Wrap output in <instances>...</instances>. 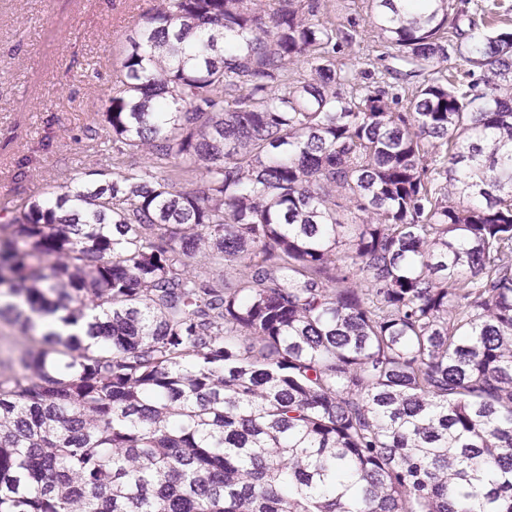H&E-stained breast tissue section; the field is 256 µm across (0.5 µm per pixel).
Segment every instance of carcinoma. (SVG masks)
<instances>
[{"label":"carcinoma","mask_w":512,"mask_h":512,"mask_svg":"<svg viewBox=\"0 0 512 512\" xmlns=\"http://www.w3.org/2000/svg\"><path fill=\"white\" fill-rule=\"evenodd\" d=\"M364 4L379 75L327 0L126 37L112 179L0 224V285L101 314L0 362V512H512V29Z\"/></svg>","instance_id":"carcinoma-1"}]
</instances>
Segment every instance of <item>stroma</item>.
<instances>
[{"instance_id":"stroma-1","label":"stroma","mask_w":512,"mask_h":512,"mask_svg":"<svg viewBox=\"0 0 512 512\" xmlns=\"http://www.w3.org/2000/svg\"><path fill=\"white\" fill-rule=\"evenodd\" d=\"M158 0H0V203L111 170L94 149L115 47Z\"/></svg>"}]
</instances>
